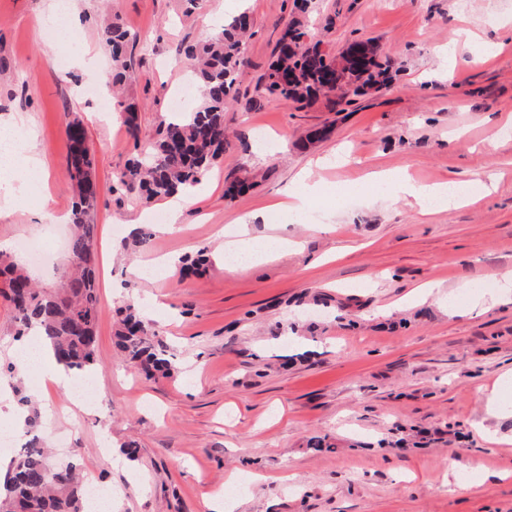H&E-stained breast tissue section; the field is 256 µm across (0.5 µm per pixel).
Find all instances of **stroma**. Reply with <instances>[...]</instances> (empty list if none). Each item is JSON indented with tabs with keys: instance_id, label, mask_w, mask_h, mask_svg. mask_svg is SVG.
<instances>
[{
	"instance_id": "stroma-1",
	"label": "stroma",
	"mask_w": 512,
	"mask_h": 512,
	"mask_svg": "<svg viewBox=\"0 0 512 512\" xmlns=\"http://www.w3.org/2000/svg\"><path fill=\"white\" fill-rule=\"evenodd\" d=\"M0 0V125L24 129L44 168L23 176V210L0 213V240L39 239L70 215L65 126L80 118L94 149L99 205L95 276L101 295L91 399L75 407L48 386L55 415L42 430L56 453L80 449L84 475L106 488L112 512H512V385L501 418L486 395L512 372V0H312L307 32L338 53L374 39L399 74L343 112L271 100L256 111L260 78L297 0ZM249 12L240 100L224 110V154L185 209L183 233L126 248L133 228L164 212L119 182L139 137L189 78L186 47ZM60 17L64 34L43 33ZM128 30L131 66L112 92L102 31ZM453 43L451 60L433 48ZM487 54L475 65L476 52ZM95 86L111 98L98 112ZM419 183L483 181L487 195L420 216L413 198L361 192L369 172ZM322 179L304 215L271 203L303 172ZM250 190L230 199L228 182ZM251 237L291 246L245 271L219 262L216 229L236 220ZM206 251L201 274L174 263ZM164 258L161 274L143 266ZM479 284L478 297L457 294ZM431 283L429 296L415 295ZM136 295L144 321L176 366L149 380L115 346L119 311ZM327 437L334 449L309 448ZM139 447L130 461L121 447Z\"/></svg>"
}]
</instances>
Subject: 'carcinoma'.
Returning <instances> with one entry per match:
<instances>
[{"instance_id": "carcinoma-1", "label": "carcinoma", "mask_w": 512, "mask_h": 512, "mask_svg": "<svg viewBox=\"0 0 512 512\" xmlns=\"http://www.w3.org/2000/svg\"><path fill=\"white\" fill-rule=\"evenodd\" d=\"M246 13L234 17L228 28L199 49L189 51L194 60L193 79L201 89L199 106L181 116L161 117L155 140L143 143L135 109L127 108L128 132L140 151L120 182L151 200H164L180 190H191L211 171L224 153V110L237 100L235 83L243 62L242 35L247 32ZM307 31L298 19L288 22L279 52L264 76L263 93L245 101L256 110L269 99H284L303 107L325 99L331 107L350 104L353 98L378 91L393 80L395 63L382 57L372 40H356L338 55L323 51L319 43L305 41ZM103 40L116 63L112 82L119 84L128 67L125 61L128 33L119 25L108 26ZM69 143L67 170L76 202L72 213L73 234L57 287L41 288L24 266L0 253V296L11 307L22 337L35 326L43 329L57 364L67 371H92L97 367L95 327L101 309L96 284L95 225L91 216L99 198L93 169L92 148L79 118L66 124ZM207 263L206 253L180 260L179 274H197ZM155 333L130 301L116 333V345L132 366L148 377H168L175 365ZM27 407L25 442L0 473V512H84L85 484L82 463L74 455L64 468L52 466L40 435L37 406L19 394Z\"/></svg>"}]
</instances>
